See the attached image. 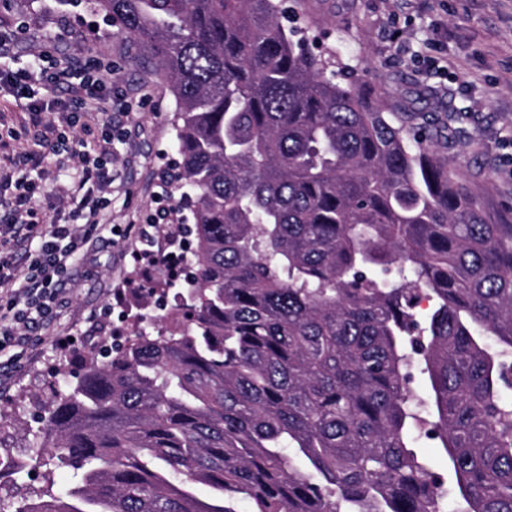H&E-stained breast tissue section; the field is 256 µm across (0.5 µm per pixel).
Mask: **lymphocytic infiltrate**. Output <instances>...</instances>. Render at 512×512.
Instances as JSON below:
<instances>
[{
	"label": "lymphocytic infiltrate",
	"mask_w": 512,
	"mask_h": 512,
	"mask_svg": "<svg viewBox=\"0 0 512 512\" xmlns=\"http://www.w3.org/2000/svg\"><path fill=\"white\" fill-rule=\"evenodd\" d=\"M10 46L0 40V93L20 100L26 122L38 132L39 150L0 154V188L11 187L6 199V223L0 225V239L11 246L9 255H0V346L47 318L53 311L58 291L80 259L87 243L113 233L112 143L124 134L122 125L107 122L100 137L90 146L73 148L58 169L79 198L76 209L59 205L53 214L42 213L37 184L32 171L41 169L42 146L60 141L66 129L88 115L105 91L112 88V66L97 59L83 62L63 60L45 50L35 56L30 68L12 70L3 62ZM63 85L67 96L60 101L35 98L32 80Z\"/></svg>",
	"instance_id": "obj_1"
}]
</instances>
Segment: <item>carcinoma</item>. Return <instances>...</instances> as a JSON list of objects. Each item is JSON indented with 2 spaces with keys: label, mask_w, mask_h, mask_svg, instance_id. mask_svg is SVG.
Segmentation results:
<instances>
[{
  "label": "carcinoma",
  "mask_w": 512,
  "mask_h": 512,
  "mask_svg": "<svg viewBox=\"0 0 512 512\" xmlns=\"http://www.w3.org/2000/svg\"><path fill=\"white\" fill-rule=\"evenodd\" d=\"M90 2L175 99L191 315L56 392L37 456L72 480L13 512H512V224L282 0Z\"/></svg>",
  "instance_id": "obj_1"
}]
</instances>
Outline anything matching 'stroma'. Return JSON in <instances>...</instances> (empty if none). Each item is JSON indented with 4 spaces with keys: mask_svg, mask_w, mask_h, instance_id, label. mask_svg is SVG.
I'll list each match as a JSON object with an SVG mask.
<instances>
[{
    "mask_svg": "<svg viewBox=\"0 0 512 512\" xmlns=\"http://www.w3.org/2000/svg\"><path fill=\"white\" fill-rule=\"evenodd\" d=\"M300 35L322 56H335L341 83H366L394 117L427 119L455 112V142L442 157L495 219H512V0H285ZM0 34L14 45L12 67L55 47L64 57L111 62L118 94L102 114L124 113L125 135L112 146V221L147 228L176 207L160 177L178 159L167 81L146 73L134 44L87 0H8ZM139 242L113 237L86 246L61 289V300L25 342L0 349V458L23 473L0 474V512L47 487L62 489L68 468H46L34 441L51 398L81 371L103 340L124 342L143 320L166 314L150 298L157 272L139 265Z\"/></svg>",
    "mask_w": 512,
    "mask_h": 512,
    "instance_id": "stroma-1",
    "label": "stroma"
}]
</instances>
